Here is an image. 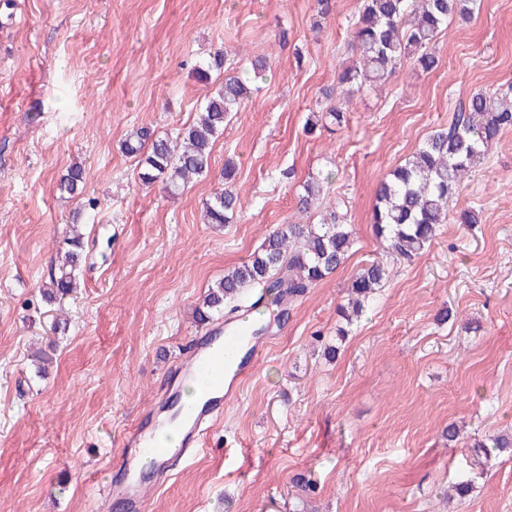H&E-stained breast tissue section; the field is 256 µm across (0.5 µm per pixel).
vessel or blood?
I'll return each mask as SVG.
<instances>
[{"mask_svg":"<svg viewBox=\"0 0 512 512\" xmlns=\"http://www.w3.org/2000/svg\"><path fill=\"white\" fill-rule=\"evenodd\" d=\"M264 351V343L252 336L245 323L236 326L220 323L196 337L188 355L176 366L175 373L183 381L207 375V386L200 398L190 405L182 403L176 391H167L165 395L178 413L182 439L176 446H164L161 433L165 424L161 421L127 430L120 442L123 481L112 488L114 503L120 504L124 512H145L142 457L150 456L151 474L158 484H165L170 478L172 461L191 457L198 451L210 423L221 417L225 405L237 397Z\"/></svg>","mask_w":512,"mask_h":512,"instance_id":"1","label":"vessel or blood"}]
</instances>
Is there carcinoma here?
<instances>
[{
    "mask_svg": "<svg viewBox=\"0 0 512 512\" xmlns=\"http://www.w3.org/2000/svg\"><path fill=\"white\" fill-rule=\"evenodd\" d=\"M474 0H361L353 19V47L358 62L338 76L342 91L353 95L395 75L404 60L428 72L437 66L427 48L448 18L471 17ZM226 52L219 49L208 61L195 66L196 79L208 84L212 73H224V81L209 96L195 121L174 137H161L148 126H141L122 143L123 153L141 158L138 180L142 188L156 184L175 191L208 174L213 140L224 133L228 115L238 110L259 86L238 75L225 72ZM347 113L339 106L306 124L313 132L318 124L342 126ZM512 129V87L494 95L483 92L471 96L468 108L456 112L448 128L431 135L405 163L382 176L376 189L371 224L374 236L390 255L410 262L430 246L439 225L446 222L460 188L479 167L506 130ZM235 164H224V189L203 203L208 224H230L241 209V200L232 187ZM89 170L69 166L60 177L58 189L76 197L88 180ZM344 202L324 201L322 181L307 180L298 195L297 209L309 212L323 209L319 224H283L265 238L260 250L243 259L208 288L195 307L196 321L208 326L220 319L231 321L236 314L254 310L253 289L272 297L271 305L287 315V307L306 294L347 260L354 245L345 223ZM82 212H74L65 234L55 241L59 263L52 266L49 279L40 290L42 300L60 301L79 288L77 270L83 258ZM389 277L380 262L365 265L352 279L349 306H340L350 324L374 299Z\"/></svg>",
    "mask_w": 512,
    "mask_h": 512,
    "instance_id": "cac0c4a2",
    "label": "carcinoma"
}]
</instances>
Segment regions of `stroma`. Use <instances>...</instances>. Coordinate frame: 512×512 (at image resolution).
Instances as JSON below:
<instances>
[{
  "label": "stroma",
  "mask_w": 512,
  "mask_h": 512,
  "mask_svg": "<svg viewBox=\"0 0 512 512\" xmlns=\"http://www.w3.org/2000/svg\"><path fill=\"white\" fill-rule=\"evenodd\" d=\"M359 0H9L0 4V512H103L119 440L159 407L171 367L201 334L193 310L279 224H316L295 196L327 179L355 244L346 263L272 327L266 353L202 450L144 496L147 512H512V455L477 443L512 432V130L460 190L456 213L412 262H398L365 313L338 307L382 252L370 224L377 183L477 91L512 86V0L449 21L425 72L404 61L355 94L340 128L305 133L356 58ZM261 90L213 146L206 177L169 195L139 189L120 144L135 127L188 126L211 92L193 71L216 48ZM237 164L242 209L203 223L202 204ZM85 163L86 261L62 304L39 295L79 200L58 190ZM478 213L475 224L458 220ZM452 313L440 321L442 310ZM57 360L37 374L36 344ZM339 349L325 358V345ZM456 443L442 435L449 424ZM464 499L444 491L459 476Z\"/></svg>",
  "instance_id": "1"
}]
</instances>
